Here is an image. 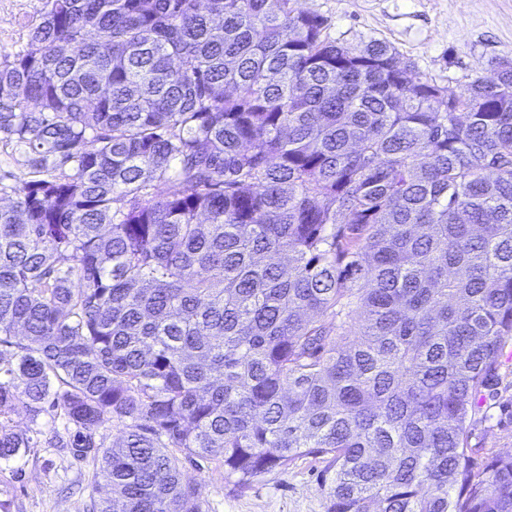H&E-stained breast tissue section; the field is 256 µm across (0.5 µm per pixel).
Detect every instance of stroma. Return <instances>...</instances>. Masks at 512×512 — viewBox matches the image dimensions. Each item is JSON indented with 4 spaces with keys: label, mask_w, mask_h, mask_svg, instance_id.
Listing matches in <instances>:
<instances>
[{
    "label": "stroma",
    "mask_w": 512,
    "mask_h": 512,
    "mask_svg": "<svg viewBox=\"0 0 512 512\" xmlns=\"http://www.w3.org/2000/svg\"><path fill=\"white\" fill-rule=\"evenodd\" d=\"M296 6L326 17L332 37L344 44L389 42L416 76L458 93L493 77L498 62L512 60V0H297ZM47 8L48 0H0V50L25 47L30 24ZM5 417L16 433L38 429L44 435L15 464L0 465V493L11 499L12 512H86L90 497L106 496L96 461L48 444L55 428L50 415L35 418L18 406ZM469 445L480 461L512 452L511 343L475 416ZM327 466L323 457L302 458L238 488L217 463H180L185 478L203 485V512H326Z\"/></svg>",
    "instance_id": "1"
}]
</instances>
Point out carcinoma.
Here are the masks:
<instances>
[{
    "label": "carcinoma",
    "mask_w": 512,
    "mask_h": 512,
    "mask_svg": "<svg viewBox=\"0 0 512 512\" xmlns=\"http://www.w3.org/2000/svg\"><path fill=\"white\" fill-rule=\"evenodd\" d=\"M0 60V409L202 512L328 458L326 512H512L469 426L512 340V60L457 94L294 0H49ZM122 425L106 447L96 431ZM37 446L0 419V463ZM18 156H8L0 149V176L2 182L10 186H18L29 177V169Z\"/></svg>",
    "instance_id": "cac0c4a2"
}]
</instances>
